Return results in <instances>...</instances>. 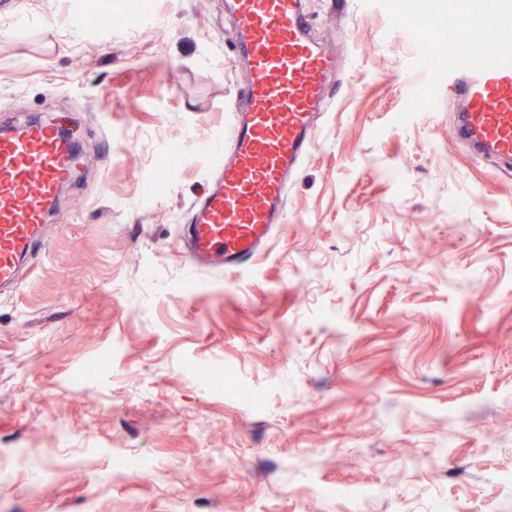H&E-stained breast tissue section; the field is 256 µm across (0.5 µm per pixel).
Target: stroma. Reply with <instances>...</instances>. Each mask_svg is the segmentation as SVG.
I'll return each mask as SVG.
<instances>
[{"mask_svg": "<svg viewBox=\"0 0 512 512\" xmlns=\"http://www.w3.org/2000/svg\"><path fill=\"white\" fill-rule=\"evenodd\" d=\"M305 8L347 68L288 220L192 279L197 147L245 80L225 0H0V126L82 127L0 298V512H512V174L391 0Z\"/></svg>", "mask_w": 512, "mask_h": 512, "instance_id": "stroma-1", "label": "stroma"}]
</instances>
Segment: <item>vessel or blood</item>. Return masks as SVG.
<instances>
[{"instance_id":"b4317fda","label":"vessel or blood","mask_w":512,"mask_h":512,"mask_svg":"<svg viewBox=\"0 0 512 512\" xmlns=\"http://www.w3.org/2000/svg\"><path fill=\"white\" fill-rule=\"evenodd\" d=\"M234 46L248 77L222 131L211 135L207 189L189 206L177 247L189 276L245 271L270 246L288 214V186L321 132L343 66L335 43L318 41L304 0H227ZM493 44L458 46L431 69L457 104L453 135L473 157L512 171V0H473ZM75 146L54 123L0 130V295L13 294L45 222L73 179Z\"/></svg>"}]
</instances>
